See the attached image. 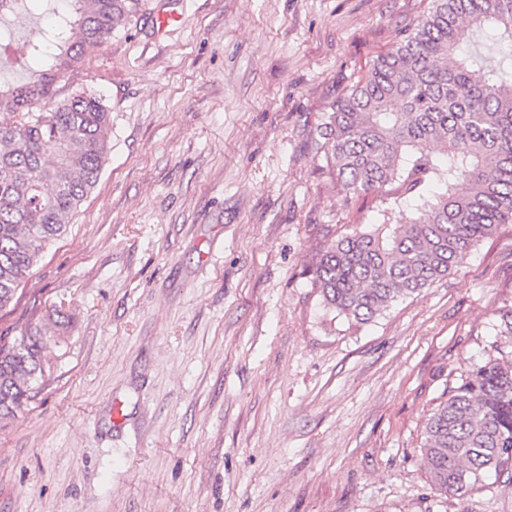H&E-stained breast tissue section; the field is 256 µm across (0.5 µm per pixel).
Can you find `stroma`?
<instances>
[{
  "instance_id": "obj_1",
  "label": "stroma",
  "mask_w": 512,
  "mask_h": 512,
  "mask_svg": "<svg viewBox=\"0 0 512 512\" xmlns=\"http://www.w3.org/2000/svg\"><path fill=\"white\" fill-rule=\"evenodd\" d=\"M432 0H140L56 82L111 112L100 178L10 308L52 365L0 419V512H512V478L433 488L425 423L512 306V224L373 322L309 269L381 223L345 200L322 127ZM178 10L163 35L153 22ZM18 10L0 80L45 69Z\"/></svg>"
}]
</instances>
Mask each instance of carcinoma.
Returning a JSON list of instances; mask_svg holds the SVG:
<instances>
[{
    "label": "carcinoma",
    "mask_w": 512,
    "mask_h": 512,
    "mask_svg": "<svg viewBox=\"0 0 512 512\" xmlns=\"http://www.w3.org/2000/svg\"><path fill=\"white\" fill-rule=\"evenodd\" d=\"M67 2L31 44L48 68L0 85V311L66 234L111 151L103 99L83 87L57 100L55 82L126 26L139 0ZM488 28L512 48V0H432L328 113L326 158L345 198L397 184L420 202L318 253L312 286L349 321L420 293L512 223V65L474 49ZM47 102L50 111H33ZM428 180L438 184L430 196ZM495 350L426 420L423 459L444 494H464L486 472L512 476V354ZM50 361L38 328L0 346L1 419L24 406Z\"/></svg>",
    "instance_id": "carcinoma-1"
}]
</instances>
